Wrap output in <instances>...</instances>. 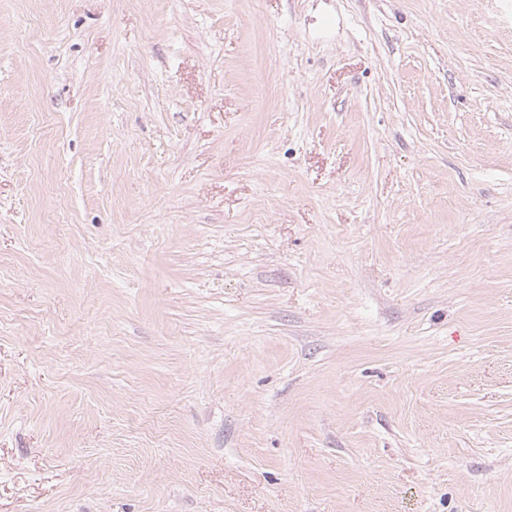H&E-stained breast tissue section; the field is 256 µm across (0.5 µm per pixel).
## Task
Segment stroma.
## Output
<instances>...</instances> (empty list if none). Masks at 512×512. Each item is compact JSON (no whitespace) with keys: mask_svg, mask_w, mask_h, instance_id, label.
Returning <instances> with one entry per match:
<instances>
[{"mask_svg":"<svg viewBox=\"0 0 512 512\" xmlns=\"http://www.w3.org/2000/svg\"><path fill=\"white\" fill-rule=\"evenodd\" d=\"M0 512H512V0H0Z\"/></svg>","mask_w":512,"mask_h":512,"instance_id":"35a3bbf8","label":"stroma"}]
</instances>
